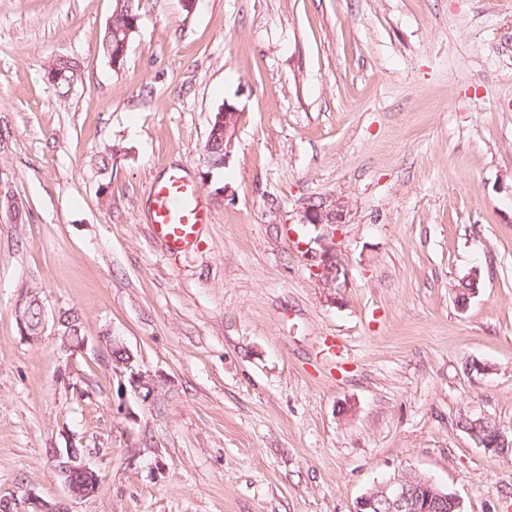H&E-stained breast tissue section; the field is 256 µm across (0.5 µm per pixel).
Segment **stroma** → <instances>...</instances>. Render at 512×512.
Wrapping results in <instances>:
<instances>
[{
    "instance_id": "35a3bbf8",
    "label": "stroma",
    "mask_w": 512,
    "mask_h": 512,
    "mask_svg": "<svg viewBox=\"0 0 512 512\" xmlns=\"http://www.w3.org/2000/svg\"><path fill=\"white\" fill-rule=\"evenodd\" d=\"M112 0H0V500L68 512H355L409 469L464 512H512V0H146L121 69ZM82 79H45L57 56ZM231 156L202 146L223 104ZM112 148L107 171L94 156ZM172 169L211 222L174 255L149 230ZM341 199L345 283L302 223ZM479 272L458 303L460 282ZM78 311L84 350L14 308ZM119 338L154 388L113 370ZM103 477L71 499L53 449ZM220 112L224 116V143L223 140L219 139V136L213 137L209 140V135L213 131V127L216 126V120L218 121V126L221 124L222 116L217 119ZM240 120L241 112H239V110L232 104L226 103L223 108H219L214 112L207 140L203 149L208 169L215 171L224 169V165L229 159L234 147L236 131ZM30 297L31 295H24L18 299L15 305V314L20 335L28 341L35 342L41 338L47 327V309L44 303L37 297V302L41 307L40 321L39 307L37 305H34L29 311ZM29 322L34 326L39 325L34 327Z\"/></svg>"
}]
</instances>
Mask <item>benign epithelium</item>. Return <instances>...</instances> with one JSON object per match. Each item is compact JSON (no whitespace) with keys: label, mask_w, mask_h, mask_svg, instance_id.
<instances>
[{"label":"benign epithelium","mask_w":512,"mask_h":512,"mask_svg":"<svg viewBox=\"0 0 512 512\" xmlns=\"http://www.w3.org/2000/svg\"><path fill=\"white\" fill-rule=\"evenodd\" d=\"M224 159H229L238 124L241 120V112L232 104H224ZM349 213L348 204L345 201L334 200L328 204L321 203L304 210L303 223L322 226L326 230L321 239V251L314 255L318 260L317 276L323 287L333 288L339 285L340 280L346 278L347 272L338 258L336 248V234L346 223ZM30 296L20 297L15 305L17 326L20 335L28 341L35 342L41 338L47 327V309L41 307V321L38 326H32L28 321ZM110 349L120 352V357L115 359L116 369H124L129 372V383L136 392L146 389L143 398L151 395L152 387L147 384L142 374L135 371L132 365V356L123 343L112 338L109 340ZM57 460V472L61 477L68 494L73 499H86L94 496L100 489L103 478L83 460L81 450L76 447L66 449V453H54ZM381 496L387 504V512H432L434 503L429 490L414 491L408 487V474L399 471L380 486ZM27 512H68L58 507L54 508L36 495L29 494L26 498Z\"/></svg>","instance_id":"benign-epithelium-1"}]
</instances>
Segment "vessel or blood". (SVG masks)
Here are the masks:
<instances>
[{
    "label": "vessel or blood",
    "instance_id": "1",
    "mask_svg": "<svg viewBox=\"0 0 512 512\" xmlns=\"http://www.w3.org/2000/svg\"><path fill=\"white\" fill-rule=\"evenodd\" d=\"M149 215L153 237L172 253L191 248L209 222V212L196 187L176 170L153 186Z\"/></svg>",
    "mask_w": 512,
    "mask_h": 512
}]
</instances>
